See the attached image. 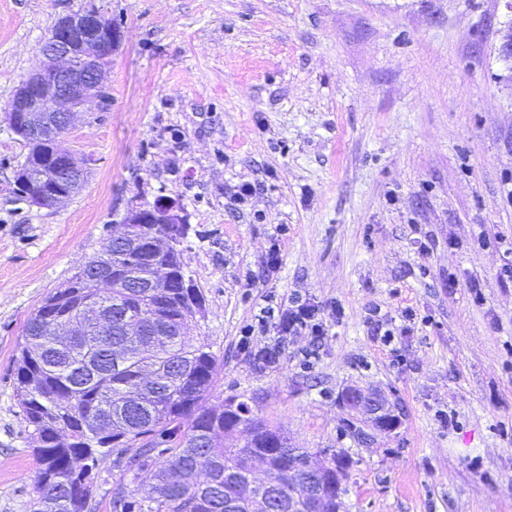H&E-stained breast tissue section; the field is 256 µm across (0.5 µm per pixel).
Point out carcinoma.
<instances>
[{
	"instance_id": "obj_1",
	"label": "carcinoma",
	"mask_w": 512,
	"mask_h": 512,
	"mask_svg": "<svg viewBox=\"0 0 512 512\" xmlns=\"http://www.w3.org/2000/svg\"><path fill=\"white\" fill-rule=\"evenodd\" d=\"M125 228L44 299L18 346L15 397L40 462L34 512H92L91 475L106 456L118 472L112 512H268V483L286 512L288 433L245 401L227 412L204 405L217 358L207 338H187L204 306L199 288H179L187 225ZM159 266L172 270L163 286ZM90 297L109 323L57 339ZM345 469L332 454L326 483L346 480ZM142 471L151 483L130 488L125 476Z\"/></svg>"
}]
</instances>
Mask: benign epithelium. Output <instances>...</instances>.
<instances>
[{
	"mask_svg": "<svg viewBox=\"0 0 512 512\" xmlns=\"http://www.w3.org/2000/svg\"><path fill=\"white\" fill-rule=\"evenodd\" d=\"M122 42V30L115 27L97 8L85 6L60 18L48 38L42 43L43 63L16 89L7 107V121L13 132L29 129L54 115L48 145L55 150L60 164L78 172L66 194H52L42 188L43 174L36 166L18 169L16 186L27 189L30 204L53 207L62 204L82 186L86 166L70 150L62 147L61 138L71 127L75 112L89 99L105 96L107 68ZM125 224H182L183 216L176 201L166 200L152 207L132 210L123 220ZM349 409L358 412L368 424L366 435L374 437L385 433L381 423L390 422L389 429H397V421L384 396L376 392L348 389L342 394ZM288 479L301 489L300 500L288 502L289 512H295L299 502L313 503L325 493L341 497L342 483L329 487L323 483V468L310 456L288 470Z\"/></svg>",
	"mask_w": 512,
	"mask_h": 512,
	"instance_id": "obj_1",
	"label": "benign epithelium"
}]
</instances>
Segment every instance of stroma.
<instances>
[{
    "label": "stroma",
    "instance_id": "stroma-1",
    "mask_svg": "<svg viewBox=\"0 0 512 512\" xmlns=\"http://www.w3.org/2000/svg\"><path fill=\"white\" fill-rule=\"evenodd\" d=\"M85 6L124 40L62 141L86 182L33 206L5 108ZM511 32L512 0H0V512H32L40 467L14 394L28 319L167 197L205 296L189 335L217 357L206 406L344 451L348 512H512ZM295 297L319 332H281ZM349 387L400 426L356 442Z\"/></svg>",
    "mask_w": 512,
    "mask_h": 512
}]
</instances>
